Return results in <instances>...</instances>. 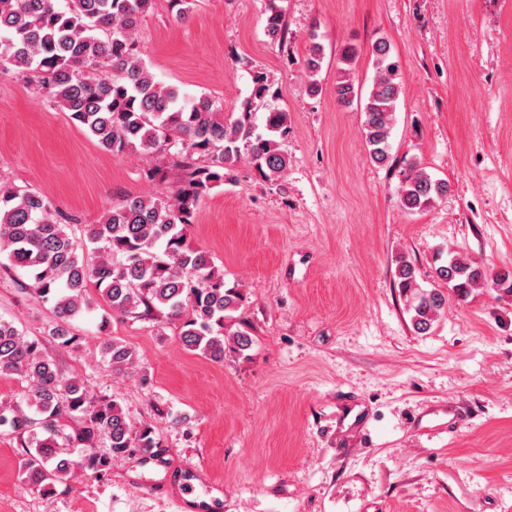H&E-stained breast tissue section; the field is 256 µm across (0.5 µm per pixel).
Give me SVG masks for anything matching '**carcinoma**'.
I'll return each mask as SVG.
<instances>
[{
	"mask_svg": "<svg viewBox=\"0 0 512 512\" xmlns=\"http://www.w3.org/2000/svg\"><path fill=\"white\" fill-rule=\"evenodd\" d=\"M157 0H0V70H11L50 106L69 113L100 147L116 154L156 157L178 175L174 185L151 197H132L112 207L102 223L88 226L85 242L40 192L0 179V256L25 271L40 303L52 304L61 320L50 334L64 347L78 337L64 324L91 307L93 287L114 313L161 317L180 325L184 348L215 363L226 352L251 349L249 331L235 313L246 305L237 284H228L208 252L188 243L200 200L236 180L245 163L272 185L290 164L282 141L288 112L277 104L279 89L269 75L244 61L251 74L250 95L238 111L206 94L190 96L155 80L138 39L142 18ZM265 34L287 38L284 8L269 0ZM312 34L303 66L307 90L321 91L316 76L324 47ZM376 75L367 94L354 76L357 49L344 46L337 61L334 95L342 107L360 105L362 136L369 159L385 166L391 159V133L403 89L402 70L390 43L371 48ZM264 110L263 126L256 114ZM445 180L433 178L411 160L400 182L401 207L421 212L448 195ZM436 278L459 297L489 282L486 268L473 260L450 258L435 268ZM396 278L413 328L427 332L445 311L446 297L417 282L414 265L400 256ZM102 354L115 373L135 367L133 350L117 339L103 342ZM28 383L29 409L0 404V427L20 436L26 448L24 480L47 496L90 471L111 468L112 456L129 448L148 452L158 446L152 426L134 425L114 400L93 396L76 375L65 374L42 343L28 338L14 322L0 318V376ZM76 426L64 433L63 423ZM109 452L96 450L99 438ZM78 448L75 459L59 448Z\"/></svg>",
	"mask_w": 512,
	"mask_h": 512,
	"instance_id": "cac0c4a2",
	"label": "carcinoma"
}]
</instances>
